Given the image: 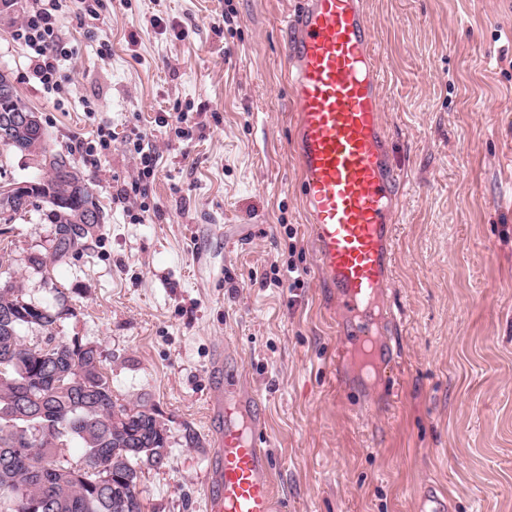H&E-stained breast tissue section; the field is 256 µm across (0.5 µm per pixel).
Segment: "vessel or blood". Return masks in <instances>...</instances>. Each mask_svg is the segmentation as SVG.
<instances>
[{
	"instance_id": "vessel-or-blood-1",
	"label": "vessel or blood",
	"mask_w": 512,
	"mask_h": 512,
	"mask_svg": "<svg viewBox=\"0 0 512 512\" xmlns=\"http://www.w3.org/2000/svg\"><path fill=\"white\" fill-rule=\"evenodd\" d=\"M296 103L292 145L318 278L336 302L339 360L390 368L397 322L392 283L399 180L379 106L374 35L363 0H297L286 20ZM210 411L224 431L207 466L209 512H276L272 467L255 435L257 396L214 360Z\"/></svg>"
}]
</instances>
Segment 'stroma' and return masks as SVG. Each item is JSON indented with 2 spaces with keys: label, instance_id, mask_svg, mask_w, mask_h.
Wrapping results in <instances>:
<instances>
[{
  "label": "stroma",
  "instance_id": "35a3bbf8",
  "mask_svg": "<svg viewBox=\"0 0 512 512\" xmlns=\"http://www.w3.org/2000/svg\"><path fill=\"white\" fill-rule=\"evenodd\" d=\"M365 3L402 176L388 290L399 358L346 394L290 145L294 0H103L89 25L62 0L75 55L60 94L13 37L28 0L0 5V70L104 216L44 270L29 262L52 253L42 212L1 225L0 279L75 307L61 335L96 344L120 403L167 428L145 512H208L219 350L260 398L278 512H417L431 486L449 512H512V0ZM181 111L194 118L183 138L158 123ZM101 128L114 137L92 164L78 145ZM138 132L159 156L141 184L125 142Z\"/></svg>",
  "mask_w": 512,
  "mask_h": 512
}]
</instances>
